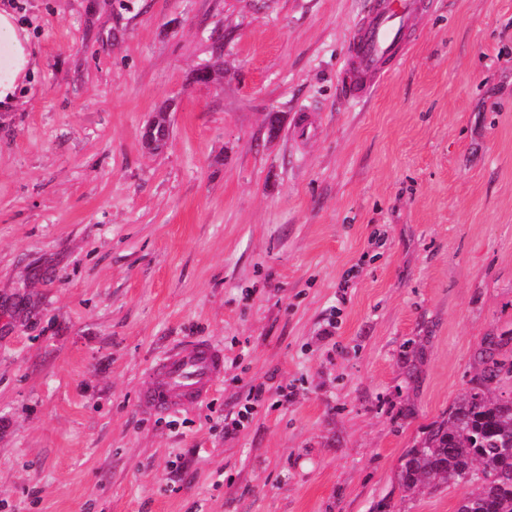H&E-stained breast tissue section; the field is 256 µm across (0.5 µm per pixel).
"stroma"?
I'll list each match as a JSON object with an SVG mask.
<instances>
[{"mask_svg": "<svg viewBox=\"0 0 512 512\" xmlns=\"http://www.w3.org/2000/svg\"><path fill=\"white\" fill-rule=\"evenodd\" d=\"M364 2L0 0L33 54L0 112V512H456L396 471L512 332V0H424L352 101ZM187 339L221 381L142 412ZM170 126L167 112H156L143 135L145 147L153 152L161 150L170 136Z\"/></svg>", "mask_w": 512, "mask_h": 512, "instance_id": "stroma-1", "label": "stroma"}]
</instances>
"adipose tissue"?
I'll use <instances>...</instances> for the list:
<instances>
[{
	"label": "adipose tissue",
	"mask_w": 512,
	"mask_h": 512,
	"mask_svg": "<svg viewBox=\"0 0 512 512\" xmlns=\"http://www.w3.org/2000/svg\"><path fill=\"white\" fill-rule=\"evenodd\" d=\"M32 63L29 38L12 13L0 11V104H10Z\"/></svg>",
	"instance_id": "adipose-tissue-1"
}]
</instances>
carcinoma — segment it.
Instances as JSON below:
<instances>
[{"mask_svg":"<svg viewBox=\"0 0 512 512\" xmlns=\"http://www.w3.org/2000/svg\"><path fill=\"white\" fill-rule=\"evenodd\" d=\"M169 136V116L160 110L143 135L145 147L159 151ZM482 358L469 391L405 450L397 481L407 489L437 482L459 491L456 512H512V397L490 392L512 378V361L495 358L492 347Z\"/></svg>","mask_w":512,"mask_h":512,"instance_id":"carcinoma-1","label":"carcinoma"}]
</instances>
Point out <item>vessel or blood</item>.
I'll return each instance as SVG.
<instances>
[{"mask_svg":"<svg viewBox=\"0 0 512 512\" xmlns=\"http://www.w3.org/2000/svg\"><path fill=\"white\" fill-rule=\"evenodd\" d=\"M421 0H371L366 24L351 37L342 82L350 96L363 97L401 58ZM224 370L222 351L203 340L180 343L150 369L155 382L140 397L142 409L163 413L202 401Z\"/></svg>","mask_w":512,"mask_h":512,"instance_id":"b4317fda","label":"vessel or blood"}]
</instances>
